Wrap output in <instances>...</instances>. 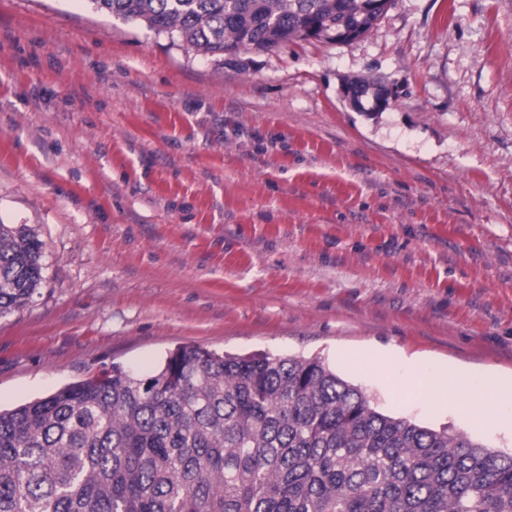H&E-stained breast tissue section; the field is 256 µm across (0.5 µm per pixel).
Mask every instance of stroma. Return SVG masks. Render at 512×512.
I'll use <instances>...</instances> for the list:
<instances>
[{
    "label": "stroma",
    "mask_w": 512,
    "mask_h": 512,
    "mask_svg": "<svg viewBox=\"0 0 512 512\" xmlns=\"http://www.w3.org/2000/svg\"><path fill=\"white\" fill-rule=\"evenodd\" d=\"M356 78L389 107L350 106ZM0 222L43 267L0 317L2 406L199 346L320 358L512 451L407 368L512 376V0H393L360 39L220 63L90 0H0ZM374 347L384 373L342 359ZM413 376L423 399L433 409H440L448 403V366L424 371L420 364L413 365Z\"/></svg>",
    "instance_id": "1"
}]
</instances>
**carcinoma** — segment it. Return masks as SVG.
Returning <instances> with one entry per match:
<instances>
[{"instance_id": "cac0c4a2", "label": "carcinoma", "mask_w": 512, "mask_h": 512, "mask_svg": "<svg viewBox=\"0 0 512 512\" xmlns=\"http://www.w3.org/2000/svg\"><path fill=\"white\" fill-rule=\"evenodd\" d=\"M91 3L217 59L376 24L371 0ZM41 280L40 240L0 224V316ZM0 512H512V453L382 414L315 358L182 346L0 409Z\"/></svg>"}]
</instances>
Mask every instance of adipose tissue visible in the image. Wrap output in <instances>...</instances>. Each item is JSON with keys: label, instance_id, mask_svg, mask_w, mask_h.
<instances>
[{"label": "adipose tissue", "instance_id": "ef3b65f1", "mask_svg": "<svg viewBox=\"0 0 512 512\" xmlns=\"http://www.w3.org/2000/svg\"><path fill=\"white\" fill-rule=\"evenodd\" d=\"M413 376L430 407L439 409L449 400H456L459 411L477 423L502 422L503 406L512 407V379L491 378L482 389L475 390L464 377L449 381L447 368L426 371L418 364L413 367Z\"/></svg>", "mask_w": 512, "mask_h": 512}]
</instances>
